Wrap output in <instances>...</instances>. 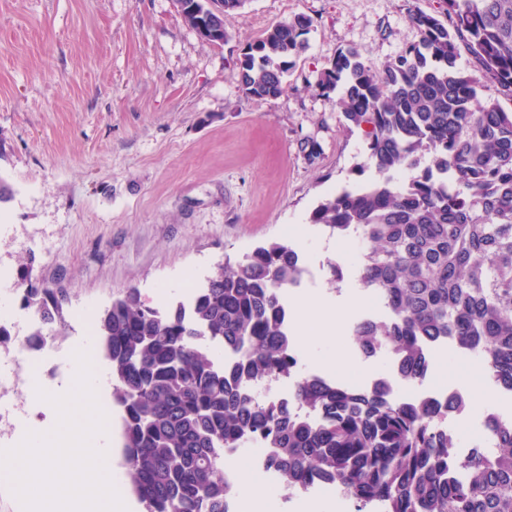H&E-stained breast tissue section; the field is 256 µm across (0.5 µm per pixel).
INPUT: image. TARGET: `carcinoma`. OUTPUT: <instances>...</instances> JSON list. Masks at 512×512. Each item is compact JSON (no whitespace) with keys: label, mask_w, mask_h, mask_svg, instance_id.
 Instances as JSON below:
<instances>
[{"label":"carcinoma","mask_w":512,"mask_h":512,"mask_svg":"<svg viewBox=\"0 0 512 512\" xmlns=\"http://www.w3.org/2000/svg\"><path fill=\"white\" fill-rule=\"evenodd\" d=\"M442 2V19L409 11L418 40L382 70L348 49L319 73L318 89L366 128L374 178L323 199L310 222L366 243L357 281L387 317L353 325L365 357L391 351V373L411 383L430 363L426 345L451 341L512 392V111L482 97L490 83L512 99V0ZM310 27L298 15L242 54L246 96L281 95ZM464 52L472 75L457 67ZM402 168L412 175L399 182ZM303 272L298 252L273 240L224 261L186 302L163 309L129 288L94 323L144 512H228L224 449L252 437L283 485L334 480L356 512H512V423L489 422L496 453L476 446L460 459L448 415L462 402L410 403L387 381L347 388L299 368L283 294ZM20 280L22 307L64 333L65 297L27 266ZM281 379L293 402L257 399Z\"/></svg>","instance_id":"1"}]
</instances>
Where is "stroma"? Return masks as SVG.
I'll list each match as a JSON object with an SVG mask.
<instances>
[{
  "mask_svg": "<svg viewBox=\"0 0 512 512\" xmlns=\"http://www.w3.org/2000/svg\"><path fill=\"white\" fill-rule=\"evenodd\" d=\"M412 6L437 14L441 0H246L224 44L209 45L173 0H0V313L25 326L11 286L31 264L67 297L62 362L124 290L166 307L224 259L285 239L314 274L286 295L302 371L388 373L351 332L366 314L355 236L310 221L321 200L373 177L363 131L316 80L347 47L382 69L417 39ZM297 15L312 21L308 49L283 93L248 98L239 58ZM307 298L331 302L335 333L297 323Z\"/></svg>",
  "mask_w": 512,
  "mask_h": 512,
  "instance_id": "35a3bbf8",
  "label": "stroma"
}]
</instances>
